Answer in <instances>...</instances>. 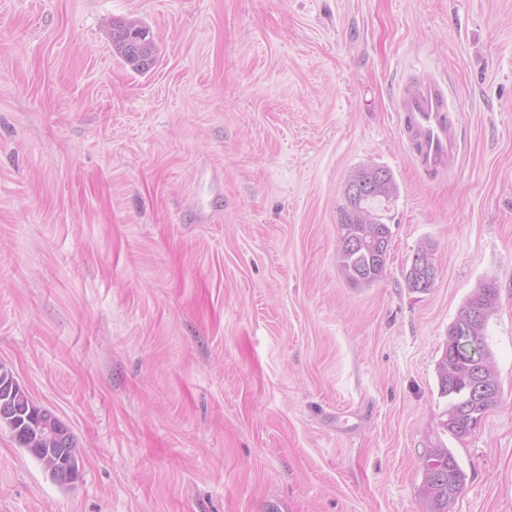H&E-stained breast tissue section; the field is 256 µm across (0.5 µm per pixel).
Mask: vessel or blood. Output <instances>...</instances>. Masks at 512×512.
Masks as SVG:
<instances>
[{
	"mask_svg": "<svg viewBox=\"0 0 512 512\" xmlns=\"http://www.w3.org/2000/svg\"><path fill=\"white\" fill-rule=\"evenodd\" d=\"M408 146L418 167L428 175L444 171L458 156L452 129L456 117L442 83L434 76L404 88L396 99Z\"/></svg>",
	"mask_w": 512,
	"mask_h": 512,
	"instance_id": "vessel-or-blood-1",
	"label": "vessel or blood"
}]
</instances>
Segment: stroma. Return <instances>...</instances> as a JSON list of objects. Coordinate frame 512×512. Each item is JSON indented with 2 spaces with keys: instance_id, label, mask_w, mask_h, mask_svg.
I'll use <instances>...</instances> for the list:
<instances>
[{
  "instance_id": "1",
  "label": "stroma",
  "mask_w": 512,
  "mask_h": 512,
  "mask_svg": "<svg viewBox=\"0 0 512 512\" xmlns=\"http://www.w3.org/2000/svg\"><path fill=\"white\" fill-rule=\"evenodd\" d=\"M135 19L144 74L108 34ZM427 74L460 112L434 178L394 109ZM372 164L390 258L355 286ZM487 282L501 400L458 439L437 364ZM0 363L83 460L58 485L0 426V512H429L439 440L453 512H512V0H0ZM134 29L144 32L142 40L130 37ZM149 30L139 20L113 22L110 30L112 49L137 73L147 72L156 61L157 47ZM368 168L369 172L374 174V177L371 179V183H367L366 179L359 177L349 180L345 187V197L360 199L364 202L373 190H377L374 188L378 187L386 180L387 175V180L380 186L378 193L369 198L366 203L367 210L379 214V212H381V203L383 201L389 202L393 197H395L397 193V185L394 176L389 169L383 167L386 172L385 175L384 171H382L379 166L368 165ZM365 182L366 186H364ZM376 206H379L380 208H376ZM338 232L339 253L341 249L340 238L355 237L358 240H363L367 245L366 248L353 252L348 257L342 256L347 280L356 286H368L381 280L387 270L388 250L378 254L371 245L381 238L388 239L387 243L389 244L392 234L390 224H367L363 221H357L347 204H345L340 209ZM425 454H430L435 460L438 475L430 487H427L424 481L423 495L429 503L431 512H450L452 504L463 488L466 474L452 452L440 440L432 444ZM448 499L451 500L448 502Z\"/></svg>"
}]
</instances>
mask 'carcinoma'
Listing matches in <instances>:
<instances>
[{"label":"carcinoma","instance_id":"cac0c4a2","mask_svg":"<svg viewBox=\"0 0 512 512\" xmlns=\"http://www.w3.org/2000/svg\"><path fill=\"white\" fill-rule=\"evenodd\" d=\"M112 49L137 73L147 72L155 63L157 47L150 37L149 28L139 20L112 23L110 30ZM387 180L378 189V193L367 200V210L380 212L378 206L390 201L397 193V185L391 171H386ZM339 238L355 237L366 243V248L342 257L345 263V277L356 286H368L381 280L387 270V253H376L372 245L378 239L391 238L388 224H367L354 219L349 207L340 209L338 224ZM497 289L492 284L478 288L463 304L457 319L470 316L474 312H483V320L467 325L466 338L480 355L490 359L492 352L486 343L485 331L488 319L494 310ZM476 364L466 356L452 355L451 347H446L438 364L437 377L439 393L448 398L445 412L447 423L443 427L456 438L470 433V426L481 421L490 408L495 406L500 395L485 394L472 388ZM0 376V404L7 402L15 406L11 414L0 415V425L9 431H21L23 448L32 458L41 464L48 475L71 463L81 460L77 439L73 432L60 438L49 430L50 419L57 418L49 408L33 403L25 390L17 385L12 392H3ZM435 460L437 477L431 486L423 487V495L429 503L430 512H450L452 500L461 492L466 474L452 452L442 441H437L427 450Z\"/></svg>","mask_w":512,"mask_h":512}]
</instances>
